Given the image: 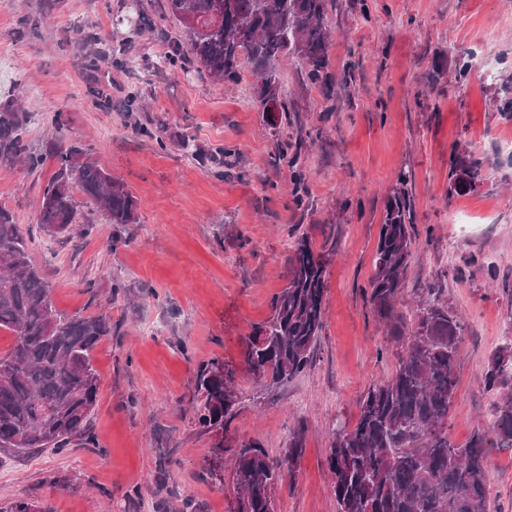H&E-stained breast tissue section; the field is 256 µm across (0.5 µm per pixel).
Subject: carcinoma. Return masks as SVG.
<instances>
[{"label": "carcinoma", "instance_id": "obj_1", "mask_svg": "<svg viewBox=\"0 0 512 512\" xmlns=\"http://www.w3.org/2000/svg\"><path fill=\"white\" fill-rule=\"evenodd\" d=\"M329 0H168L172 17L185 11L208 23V30L184 25L188 49L176 45L166 55L173 70L187 60L211 77L234 85L250 68L257 107L288 112L284 89L272 62L296 60L306 78L326 93L336 82L330 71ZM27 113L14 100L0 103V161H21L30 171L51 160L56 169L39 205L40 231L61 234L76 223L75 193L93 202L113 224L136 223L135 202L123 183L83 151L62 141L38 151L25 143ZM478 160L458 156L451 168L456 192L473 188ZM410 176L396 177L385 205L368 298L388 335L401 345L392 377L361 397L351 429L329 432L328 471L336 512H491L488 452L512 450V394L496 404L494 420L476 428L469 442L454 446L446 425L457 386L456 365L464 322L439 299L418 298L414 326L394 313L404 290L412 254L413 202ZM32 237L0 203V329L15 336L0 352V451L62 453L86 436L97 404L99 374L91 355L112 333L110 319L66 316L52 300V288L29 256ZM286 284L271 301V314L246 336V362L260 369L265 385H281L311 366L325 324L329 262L312 241L296 239L285 259ZM512 369V347L500 350L483 377L494 390ZM195 391L203 401L198 422L224 432L239 407L233 371L214 360L201 367ZM303 431L293 432L284 456L274 458L258 443L231 449L237 512H276L275 488L293 473L303 448ZM0 512H43L29 499H15Z\"/></svg>", "mask_w": 512, "mask_h": 512}]
</instances>
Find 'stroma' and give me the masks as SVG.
<instances>
[{
  "label": "stroma",
  "instance_id": "stroma-1",
  "mask_svg": "<svg viewBox=\"0 0 512 512\" xmlns=\"http://www.w3.org/2000/svg\"><path fill=\"white\" fill-rule=\"evenodd\" d=\"M331 71L350 75L327 101L295 59L277 70L290 123L253 102L254 79L216 83L203 69L163 68L183 27L166 0H9L0 50L13 74L0 99L30 117L27 140L56 135L121 179L136 221L113 224L77 196L78 232L35 229L53 163L31 171L0 162V202L35 230L30 257L61 312L107 315L112 334L94 350L100 376L88 442L61 454L0 452V504L30 499L46 512H234L233 473L210 472L216 442L196 420L199 365L235 373L239 411L225 446L260 442L270 455L304 432L278 512H336L328 434L354 427L368 387L391 378L398 347L368 302L387 197L409 171L414 244L396 309L413 320L430 291L462 316L448 436L463 445L494 418L497 392L482 377L512 344V137L502 85L512 78V0H331ZM112 53L84 66L76 30ZM471 70L456 81L461 58ZM441 80L432 81L433 72ZM189 148H182V140ZM302 142L297 161L275 160L280 140ZM233 146L231 164L220 149ZM481 163L467 193L448 178L453 158ZM307 235L331 262L325 327L313 365L264 388L245 362V338L271 314L286 284L284 260ZM166 479L157 482L159 457ZM498 512H512V451L490 449Z\"/></svg>",
  "mask_w": 512,
  "mask_h": 512
}]
</instances>
